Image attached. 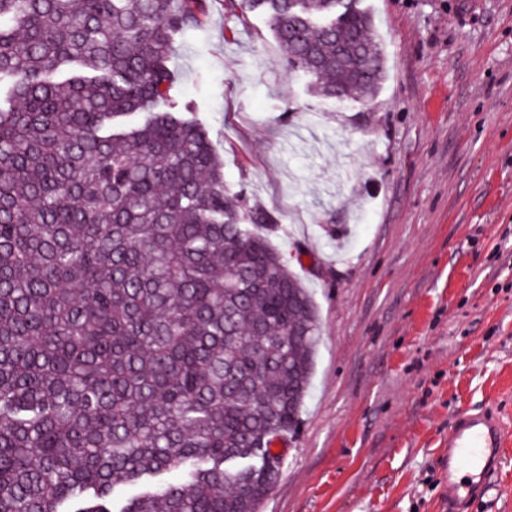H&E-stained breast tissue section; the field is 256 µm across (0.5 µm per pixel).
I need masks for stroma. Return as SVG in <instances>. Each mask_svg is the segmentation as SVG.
<instances>
[{
  "mask_svg": "<svg viewBox=\"0 0 512 512\" xmlns=\"http://www.w3.org/2000/svg\"><path fill=\"white\" fill-rule=\"evenodd\" d=\"M354 0L385 77L314 94L266 15L207 0L172 59L224 183L278 221L321 339L302 423L260 512H441L448 427L512 430V0ZM497 495L512 512V440Z\"/></svg>",
  "mask_w": 512,
  "mask_h": 512,
  "instance_id": "obj_1",
  "label": "stroma"
}]
</instances>
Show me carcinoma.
<instances>
[{"mask_svg":"<svg viewBox=\"0 0 512 512\" xmlns=\"http://www.w3.org/2000/svg\"><path fill=\"white\" fill-rule=\"evenodd\" d=\"M264 12L315 92L372 97L371 17ZM206 0H0V512H259L320 342L275 219L180 102Z\"/></svg>","mask_w":512,"mask_h":512,"instance_id":"carcinoma-1","label":"carcinoma"}]
</instances>
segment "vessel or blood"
Listing matches in <instances>:
<instances>
[{"label": "vessel or blood", "instance_id": "obj_1", "mask_svg": "<svg viewBox=\"0 0 512 512\" xmlns=\"http://www.w3.org/2000/svg\"><path fill=\"white\" fill-rule=\"evenodd\" d=\"M505 426L485 412L460 411L448 429L447 512L486 491L489 479L501 468Z\"/></svg>", "mask_w": 512, "mask_h": 512}]
</instances>
